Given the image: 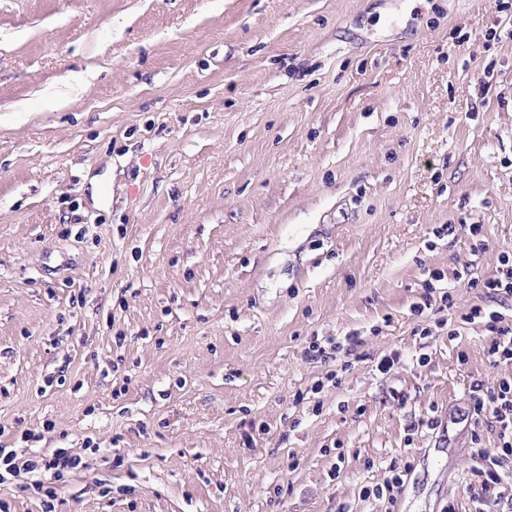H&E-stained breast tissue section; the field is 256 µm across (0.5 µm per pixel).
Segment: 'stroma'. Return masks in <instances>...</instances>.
<instances>
[{"label":"stroma","instance_id":"35a3bbf8","mask_svg":"<svg viewBox=\"0 0 512 512\" xmlns=\"http://www.w3.org/2000/svg\"><path fill=\"white\" fill-rule=\"evenodd\" d=\"M504 252L512 0H0V448L80 456L57 512H472ZM411 467L409 464L404 465L403 468L396 465H390L388 475L383 481L382 485L375 487L372 491L369 490L370 495L383 496L384 494L389 498H394L395 493H398L404 485V477H408Z\"/></svg>","mask_w":512,"mask_h":512}]
</instances>
